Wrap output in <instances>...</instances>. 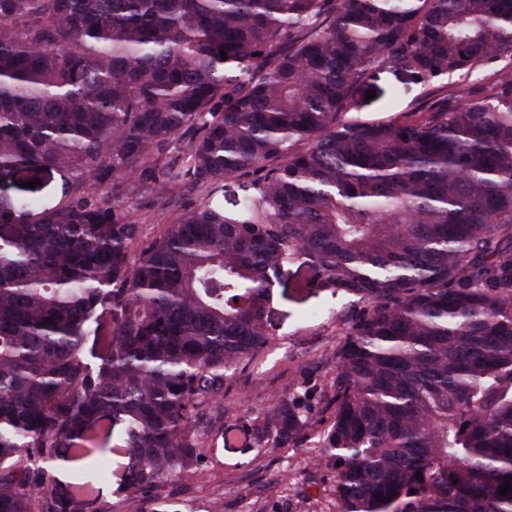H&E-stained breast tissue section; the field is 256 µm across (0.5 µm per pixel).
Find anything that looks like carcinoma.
<instances>
[{
  "label": "carcinoma",
  "mask_w": 512,
  "mask_h": 512,
  "mask_svg": "<svg viewBox=\"0 0 512 512\" xmlns=\"http://www.w3.org/2000/svg\"><path fill=\"white\" fill-rule=\"evenodd\" d=\"M500 60L512 0H0V512L193 476L294 264L363 304L319 435L337 512H512V75L346 117L377 68ZM259 170L236 210L207 199L138 248L134 196ZM25 172L58 202L12 192ZM309 429L294 391L262 425Z\"/></svg>",
  "instance_id": "carcinoma-1"
}]
</instances>
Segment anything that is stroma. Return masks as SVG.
I'll list each match as a JSON object with an SVG mask.
<instances>
[{
  "instance_id": "stroma-1",
  "label": "stroma",
  "mask_w": 512,
  "mask_h": 512,
  "mask_svg": "<svg viewBox=\"0 0 512 512\" xmlns=\"http://www.w3.org/2000/svg\"><path fill=\"white\" fill-rule=\"evenodd\" d=\"M393 86L402 93L388 107L382 92ZM369 87L375 98L358 95L352 117L384 119L416 111L431 89L429 83L391 70L377 73ZM308 277L304 269L291 272L284 292L274 295L267 310L268 344L225 389L226 411L205 439L200 470L168 486L170 501L184 512H211L217 502L224 512H336L334 469L322 460L318 437L297 448H280L272 436L257 431L263 412L292 389L307 391L311 417L321 420L340 332L361 309L322 293L307 300L322 308V315L302 317L293 297Z\"/></svg>"
}]
</instances>
